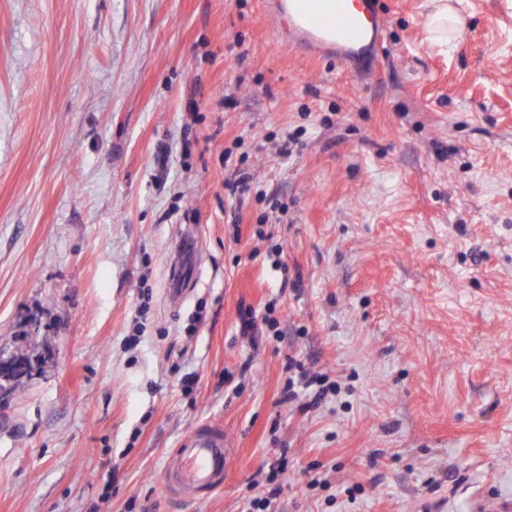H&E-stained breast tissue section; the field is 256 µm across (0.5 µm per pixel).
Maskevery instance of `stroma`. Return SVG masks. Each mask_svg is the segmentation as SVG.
I'll use <instances>...</instances> for the list:
<instances>
[{
	"label": "stroma",
	"instance_id": "obj_1",
	"mask_svg": "<svg viewBox=\"0 0 512 512\" xmlns=\"http://www.w3.org/2000/svg\"><path fill=\"white\" fill-rule=\"evenodd\" d=\"M450 2L446 53L430 0H378L359 77L272 0H0V355L33 366L0 401V512H240L282 460L278 512H512V0ZM244 305L279 335L241 336ZM290 356L339 394L285 400ZM202 423L224 488L168 495Z\"/></svg>",
	"mask_w": 512,
	"mask_h": 512
}]
</instances>
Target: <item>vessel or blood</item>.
<instances>
[{
    "label": "vessel or blood",
    "instance_id": "1",
    "mask_svg": "<svg viewBox=\"0 0 512 512\" xmlns=\"http://www.w3.org/2000/svg\"><path fill=\"white\" fill-rule=\"evenodd\" d=\"M276 9L299 42L335 50L341 60L370 64L378 59L385 18L375 0H277ZM230 463L223 427L202 425L187 434L165 464L163 486L187 496L224 485Z\"/></svg>",
    "mask_w": 512,
    "mask_h": 512
}]
</instances>
